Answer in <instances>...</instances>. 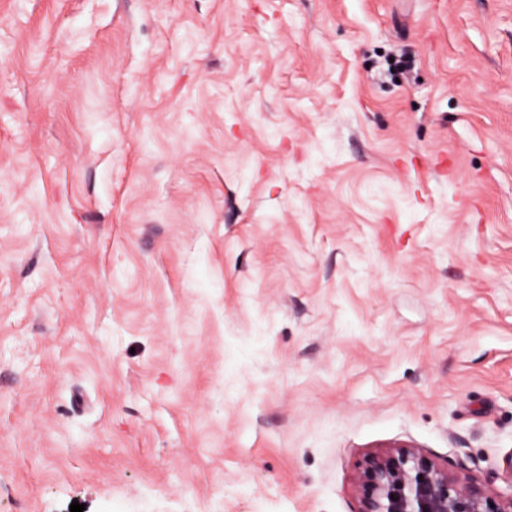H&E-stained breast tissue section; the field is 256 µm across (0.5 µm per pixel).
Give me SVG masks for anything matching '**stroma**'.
Segmentation results:
<instances>
[{
	"mask_svg": "<svg viewBox=\"0 0 512 512\" xmlns=\"http://www.w3.org/2000/svg\"><path fill=\"white\" fill-rule=\"evenodd\" d=\"M398 443L512 491V0H0V512Z\"/></svg>",
	"mask_w": 512,
	"mask_h": 512,
	"instance_id": "obj_1",
	"label": "stroma"
}]
</instances>
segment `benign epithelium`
Wrapping results in <instances>:
<instances>
[{
  "label": "benign epithelium",
  "mask_w": 512,
  "mask_h": 512,
  "mask_svg": "<svg viewBox=\"0 0 512 512\" xmlns=\"http://www.w3.org/2000/svg\"><path fill=\"white\" fill-rule=\"evenodd\" d=\"M353 489L358 512H512V493L450 474L405 444L366 455Z\"/></svg>",
  "instance_id": "obj_1"
}]
</instances>
